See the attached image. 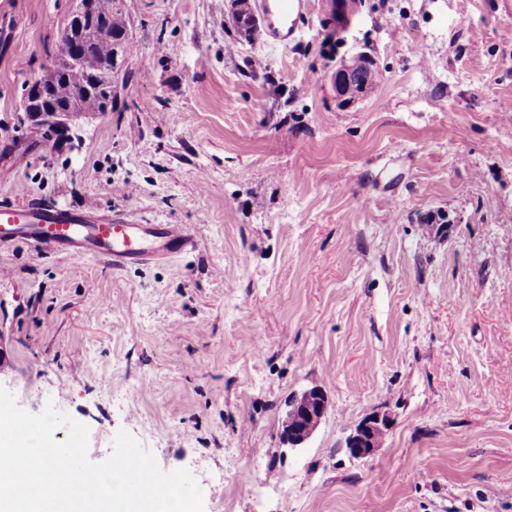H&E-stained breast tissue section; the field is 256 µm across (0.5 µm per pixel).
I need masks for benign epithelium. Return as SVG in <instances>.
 Listing matches in <instances>:
<instances>
[{"label":"benign epithelium","mask_w":512,"mask_h":512,"mask_svg":"<svg viewBox=\"0 0 512 512\" xmlns=\"http://www.w3.org/2000/svg\"><path fill=\"white\" fill-rule=\"evenodd\" d=\"M330 9L340 31H345L358 11V3L354 0H330ZM230 23L239 35L251 40L255 35L257 18L246 20L239 12L238 2H233L230 12ZM358 54L336 66L332 76L337 98L343 106H350L368 95L374 86L366 82H358L354 77L353 61ZM330 403L323 390L314 386L294 394L289 400L282 420V438L290 448H302L312 438L329 412ZM388 429V421L380 415L365 418L346 439V447L355 458H365L380 447L381 436Z\"/></svg>","instance_id":"benign-epithelium-1"}]
</instances>
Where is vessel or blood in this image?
Segmentation results:
<instances>
[{
    "label": "vessel or blood",
    "mask_w": 512,
    "mask_h": 512,
    "mask_svg": "<svg viewBox=\"0 0 512 512\" xmlns=\"http://www.w3.org/2000/svg\"><path fill=\"white\" fill-rule=\"evenodd\" d=\"M268 41L284 46L308 20L306 0H263ZM25 243L72 262L89 258L115 271L197 250L199 239L180 224H144L124 215L94 217L91 210L59 212L36 205L0 204V244Z\"/></svg>",
    "instance_id": "b4317fda"
}]
</instances>
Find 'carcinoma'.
Masks as SVG:
<instances>
[{
  "mask_svg": "<svg viewBox=\"0 0 512 512\" xmlns=\"http://www.w3.org/2000/svg\"><path fill=\"white\" fill-rule=\"evenodd\" d=\"M86 14L92 16V38L77 45L74 53L77 63L63 64L47 86L49 100L42 102L44 107H61L76 102L89 112H108L114 108L106 55L110 47L123 41L129 50H134L133 42L127 39L128 22L121 5L117 3L113 4L110 20L95 15L90 7Z\"/></svg>",
  "mask_w": 512,
  "mask_h": 512,
  "instance_id": "cac0c4a2",
  "label": "carcinoma"
}]
</instances>
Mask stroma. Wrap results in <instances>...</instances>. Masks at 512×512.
Returning a JSON list of instances; mask_svg holds the SVG:
<instances>
[{"label":"stroma","instance_id":"obj_1","mask_svg":"<svg viewBox=\"0 0 512 512\" xmlns=\"http://www.w3.org/2000/svg\"><path fill=\"white\" fill-rule=\"evenodd\" d=\"M73 4L0 11V204L203 246L119 274L0 246V386L88 425L94 462L123 429L217 480L223 512H512V0H361L341 34L309 0L285 47L238 39L225 0H123L116 110L48 138L17 116ZM359 50L383 79L347 108ZM312 386L329 412L288 447ZM360 53H364L371 57L375 62L374 57L366 51H357L351 59L344 60L338 66L332 76V82L334 84L337 98L339 103L343 106H350L362 97L368 95L382 79V73L378 67H368L363 64V60L360 58L358 61L362 62L359 65H355L354 62ZM356 66V67H355ZM355 72L358 76L366 80V82H357L354 77ZM373 85V86H372ZM353 90V98L350 97V91ZM330 403L323 390L314 386L295 393L282 420V438L291 448H302L312 438L329 412ZM388 429L384 416L372 415L365 418L346 439V447L355 458H365L380 447L381 436Z\"/></svg>","mask_w":512,"mask_h":512}]
</instances>
